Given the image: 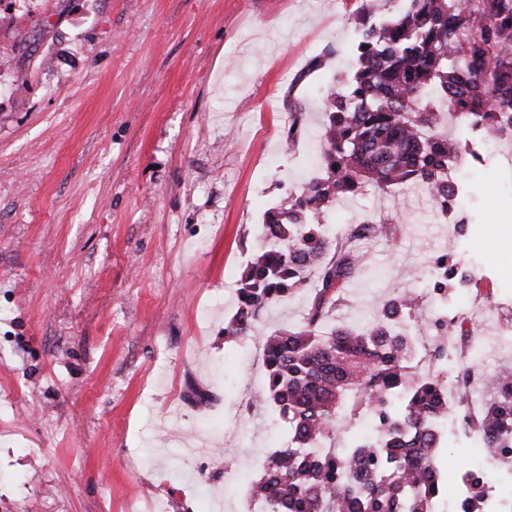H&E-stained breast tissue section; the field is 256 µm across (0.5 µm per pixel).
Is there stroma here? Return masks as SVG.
Here are the masks:
<instances>
[{
    "instance_id": "stroma-1",
    "label": "stroma",
    "mask_w": 512,
    "mask_h": 512,
    "mask_svg": "<svg viewBox=\"0 0 512 512\" xmlns=\"http://www.w3.org/2000/svg\"><path fill=\"white\" fill-rule=\"evenodd\" d=\"M356 0H0V512H251L287 435L250 396L266 336L302 323L300 288L228 343L266 208L316 174L322 89L354 63ZM321 69L310 70L312 59ZM25 67V84L17 69ZM305 103L282 151L290 98ZM460 224L419 186L366 184L326 216L365 218L367 260L333 313L352 325L421 295L413 344L455 315L432 262L473 269L480 370L512 368V137L471 132Z\"/></svg>"
}]
</instances>
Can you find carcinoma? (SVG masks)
I'll return each mask as SVG.
<instances>
[{
    "label": "carcinoma",
    "instance_id": "cac0c4a2",
    "mask_svg": "<svg viewBox=\"0 0 512 512\" xmlns=\"http://www.w3.org/2000/svg\"><path fill=\"white\" fill-rule=\"evenodd\" d=\"M358 12L349 91L323 93L322 175L264 212L260 243L237 280V311L224 324V342H237L269 306L316 278L302 326L277 330L262 346L267 385L254 400L288 425V445L267 456L250 487L263 512H435L448 493L440 427L448 388L463 429L486 456L512 467V372L484 375L470 366L452 383L411 376L406 317L416 306L413 293H395L353 326L330 325L342 290L366 265L352 242L385 225L356 224L337 237L324 217L365 182L381 189L419 184L439 204L456 197L448 169L465 145L448 137L447 117L512 129V0H361ZM303 121L296 100L286 149L299 143ZM441 278L463 288L480 284L458 267ZM476 382L486 397L474 424L469 389ZM348 396L371 410L376 436L343 454L325 451L321 444L343 428ZM462 472L475 491L461 510L478 512L488 474Z\"/></svg>",
    "mask_w": 512,
    "mask_h": 512
}]
</instances>
